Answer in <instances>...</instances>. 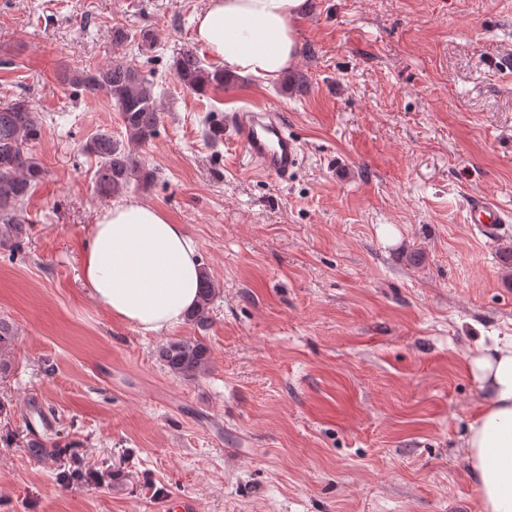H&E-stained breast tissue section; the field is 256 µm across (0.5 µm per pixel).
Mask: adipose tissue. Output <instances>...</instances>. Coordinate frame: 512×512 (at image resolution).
<instances>
[{
	"label": "adipose tissue",
	"instance_id": "obj_1",
	"mask_svg": "<svg viewBox=\"0 0 512 512\" xmlns=\"http://www.w3.org/2000/svg\"><path fill=\"white\" fill-rule=\"evenodd\" d=\"M307 10V0H206L194 18L195 39L226 70L272 81L298 59L295 22ZM81 273L114 320L154 336L181 325L196 306L201 261L181 225L127 198L97 214ZM467 367L487 395L461 445L476 512H512V336L493 337Z\"/></svg>",
	"mask_w": 512,
	"mask_h": 512
}]
</instances>
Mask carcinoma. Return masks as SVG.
Returning a JSON list of instances; mask_svg holds the SVG:
<instances>
[{
    "label": "carcinoma",
    "mask_w": 512,
    "mask_h": 512,
    "mask_svg": "<svg viewBox=\"0 0 512 512\" xmlns=\"http://www.w3.org/2000/svg\"><path fill=\"white\" fill-rule=\"evenodd\" d=\"M176 79L187 89L205 93L224 87L227 74L222 69L207 68L192 50L178 53L172 64ZM65 81L80 94H105L118 107L124 139L106 129L86 141L83 151L98 159L94 173L96 190L117 197L132 182H148L150 170L133 151L135 146L151 143L159 132L162 109L154 93V83L139 67L124 59L109 64L86 67L65 74ZM42 118L24 94L0 104V222L8 225L7 241L17 249L23 238L21 209L25 199L44 175L42 164L33 153L32 143L41 136ZM219 289L207 271H202L197 306L187 320L207 326L211 304ZM15 330L9 320L0 317V374L9 369L6 353L12 349ZM161 365L174 376L194 379L210 361L204 343L185 337L163 345L157 351Z\"/></svg>",
    "instance_id": "carcinoma-1"
}]
</instances>
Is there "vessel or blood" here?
Instances as JSON below:
<instances>
[{
	"label": "vessel or blood",
	"mask_w": 512,
	"mask_h": 512,
	"mask_svg": "<svg viewBox=\"0 0 512 512\" xmlns=\"http://www.w3.org/2000/svg\"><path fill=\"white\" fill-rule=\"evenodd\" d=\"M225 123L236 134L250 162L261 172L285 178L302 160L300 140L288 130L280 115L244 106L226 114ZM466 221L482 235L499 238L508 219L482 196L467 202Z\"/></svg>",
	"instance_id": "obj_1"
}]
</instances>
